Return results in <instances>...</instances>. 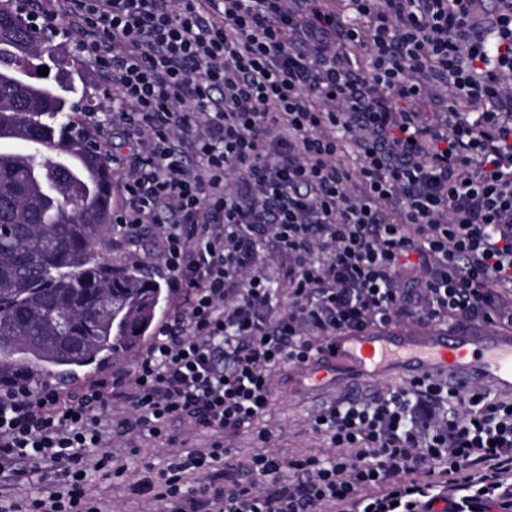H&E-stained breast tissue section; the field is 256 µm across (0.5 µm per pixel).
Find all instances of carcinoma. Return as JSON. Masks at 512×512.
<instances>
[{
    "label": "carcinoma",
    "mask_w": 512,
    "mask_h": 512,
    "mask_svg": "<svg viewBox=\"0 0 512 512\" xmlns=\"http://www.w3.org/2000/svg\"><path fill=\"white\" fill-rule=\"evenodd\" d=\"M53 61L58 78L33 71ZM70 59L21 22L0 26V391L37 388L118 360L151 337L160 284L116 269L102 252L111 230L112 165L88 151L76 114L86 94Z\"/></svg>",
    "instance_id": "cac0c4a2"
}]
</instances>
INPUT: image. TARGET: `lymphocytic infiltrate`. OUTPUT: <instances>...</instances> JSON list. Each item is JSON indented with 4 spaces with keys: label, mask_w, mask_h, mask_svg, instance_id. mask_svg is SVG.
I'll return each instance as SVG.
<instances>
[{
    "label": "lymphocytic infiltrate",
    "mask_w": 512,
    "mask_h": 512,
    "mask_svg": "<svg viewBox=\"0 0 512 512\" xmlns=\"http://www.w3.org/2000/svg\"><path fill=\"white\" fill-rule=\"evenodd\" d=\"M29 0L66 15L131 152L116 231L164 228L183 308L129 373L64 397L0 395L8 512H102L86 486L125 473L113 429L171 445L132 495L161 512H492L512 474V404L433 377L346 395L311 419L333 454L243 459L224 446L285 366L408 317L512 324V0ZM361 156L342 163L344 145ZM271 245L288 306L251 274ZM292 481H285L284 473Z\"/></svg>",
    "instance_id": "obj_1"
}]
</instances>
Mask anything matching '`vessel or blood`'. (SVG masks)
<instances>
[{"mask_svg":"<svg viewBox=\"0 0 512 512\" xmlns=\"http://www.w3.org/2000/svg\"><path fill=\"white\" fill-rule=\"evenodd\" d=\"M429 377L448 378L462 389L479 383L512 393V331L466 321L421 331L375 327L338 337L335 351L304 371L299 381L346 387L381 378L411 382Z\"/></svg>","mask_w":512,"mask_h":512,"instance_id":"obj_1","label":"vessel or blood"}]
</instances>
